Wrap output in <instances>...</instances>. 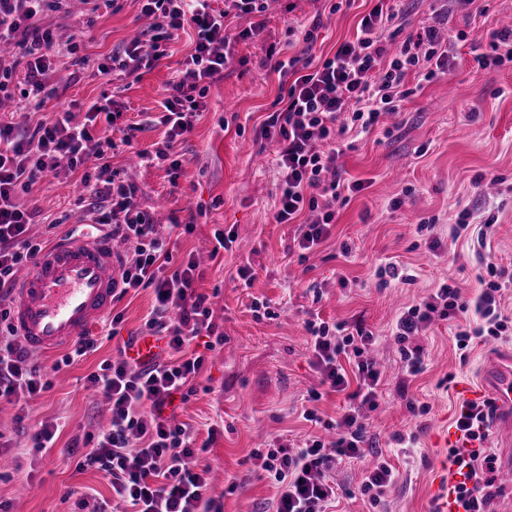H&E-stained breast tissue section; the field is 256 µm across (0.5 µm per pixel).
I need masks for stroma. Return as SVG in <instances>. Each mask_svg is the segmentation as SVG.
Wrapping results in <instances>:
<instances>
[{"label":"stroma","instance_id":"35a3bbf8","mask_svg":"<svg viewBox=\"0 0 512 512\" xmlns=\"http://www.w3.org/2000/svg\"><path fill=\"white\" fill-rule=\"evenodd\" d=\"M483 5L484 14L471 19L451 0H402L404 34L431 26L451 36L465 31L470 40L460 46L450 74L424 84L402 114L354 139L340 155L347 177L366 187L337 206L329 238L304 257L295 242L298 225L274 219L277 178L272 148L261 129L276 111L287 79L274 71L269 50L276 46L291 56L324 59L353 38L371 0H350L333 15L326 12L327 0H270L260 17L230 18L236 34L231 61L211 85L191 133L176 147L186 173L175 184L166 166L133 163L131 150H151L163 142L165 129L156 117L167 83L192 48L193 31L181 33L159 64L139 78H106L98 65L146 27L139 0H118L114 10L71 8L43 17L58 43L80 32L83 44L76 55L58 59L43 105L22 102L0 111V121L23 130L51 121L64 104L71 106L77 123L91 102L113 100L124 106L123 123L131 132L111 131L112 166L137 185L143 207L156 211L161 225H174L168 238L174 260L190 253L198 258L203 276L197 286L215 302L211 330L191 344L204 354L205 363L178 419L204 445L195 465L219 476L212 495L221 512H262L276 490L253 470L250 453L275 438L298 441L313 429L300 415L308 391L318 385L304 328L312 310L328 322L371 331L368 356L382 371L379 407L367 414L377 450L337 464L332 478L348 491L338 512H435L438 500L450 491L448 451L464 445L453 425L465 401L460 387L475 383L490 347H512V334L476 342L463 355L456 348L454 322L434 320L410 339L429 356L423 370L407 378L393 329L405 306L421 301L444 280L474 296L481 255L512 268V62L480 69L472 52L473 41L512 18V0H483ZM317 17L322 25L314 29V43L289 40V30L312 29ZM250 27L254 35L240 38V31ZM495 176L500 184L487 191L481 178ZM79 179L63 168L35 185L25 199L32 237L49 242L81 224ZM395 198L400 201L396 207L391 204ZM465 208L495 216L485 243L477 241L476 223L458 241L449 240L450 226ZM431 217L434 231L420 230V222ZM187 224L192 227L188 233L183 230ZM222 227L234 229L236 240L216 254L213 234ZM434 236L444 247L437 257L427 250ZM389 263L399 278L386 277ZM245 264L255 272L248 286L237 276ZM404 275L413 276V284H402ZM257 300L269 303L272 317L255 316L251 304ZM153 305L152 289L129 291L114 305L122 315L118 328L106 319L93 328L96 350L50 374L49 388L29 405L0 402V417L9 421L0 439V503L8 512H93L102 500L112 512H123L102 473L76 472L75 461L60 451L108 424V405L87 377L103 361L116 358L124 341L145 335ZM219 336L224 339L220 345L215 342ZM39 421L57 425L55 449L30 450L27 432ZM213 424L218 434L211 440L207 428ZM399 434L415 435L412 447L399 450ZM381 456L399 477L379 509L356 490Z\"/></svg>","mask_w":512,"mask_h":512}]
</instances>
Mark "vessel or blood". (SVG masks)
Returning a JSON list of instances; mask_svg holds the SVG:
<instances>
[{"mask_svg":"<svg viewBox=\"0 0 512 512\" xmlns=\"http://www.w3.org/2000/svg\"><path fill=\"white\" fill-rule=\"evenodd\" d=\"M123 256L110 238L86 235L48 245L18 277L13 324L22 345L38 353L64 350L112 308ZM470 396L491 401L492 427L505 469H512V350L492 352Z\"/></svg>","mask_w":512,"mask_h":512,"instance_id":"b4317fda","label":"vessel or blood"}]
</instances>
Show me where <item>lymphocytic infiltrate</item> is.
<instances>
[{
	"instance_id": "obj_1",
	"label": "lymphocytic infiltrate",
	"mask_w": 512,
	"mask_h": 512,
	"mask_svg": "<svg viewBox=\"0 0 512 512\" xmlns=\"http://www.w3.org/2000/svg\"><path fill=\"white\" fill-rule=\"evenodd\" d=\"M69 0H0V48L14 44L23 50L26 74L16 81V63L0 55V99L39 98L56 70L59 55L76 54L78 38L59 44L41 20L50 11L67 7ZM140 13L147 20L148 41L133 39L113 54L98 71L107 76H127L153 68L165 55L166 44L180 31L193 29L195 39L182 69L169 82L161 102L159 122L165 139L155 150L139 151L142 162L168 163L173 178H180L183 162L174 147L192 129V119L204 106L211 84L221 76L228 56L216 45H230L226 20L263 12L265 0H224L223 9L212 0H140ZM401 17L377 0L356 28L354 40L341 43L333 56L317 65L299 58L276 60L275 71H288L293 80L281 95L282 106L269 116L263 128L265 139L276 145L275 167L279 224L301 223L297 237L300 250L319 247L330 235L336 204L344 195L360 192L364 183L338 172V137L350 131L365 133L382 116L401 113L413 95L410 79L432 82L450 73L457 45L466 32L443 39L432 27L409 36L395 53L386 44ZM118 118L110 104L88 105L83 123H73L71 113L59 111L52 122L39 123L23 133L10 124H0V323L11 314L9 300L18 267L34 263L43 243L29 235L31 215L20 205L21 195L60 167L80 173V182L92 202L90 223L109 227L127 247L122 265L121 289H153L156 304L146 322L148 329L165 339L168 360L139 367L127 355L103 362L88 377L90 386L110 406L111 419L92 446L78 453L77 471L103 473L112 485V495L130 506L131 512H219L211 496L210 471L191 466L197 453L191 429L166 413L176 400H188L195 392L193 380L205 358L191 351L190 344L209 327L214 309L208 295L197 292L201 276L195 255L173 262L166 240L157 231L154 216L138 199V187L123 177L102 148L95 130L99 121L114 125ZM96 157L93 171L86 160ZM314 221H305V213ZM505 272L494 262H485L477 279L481 289L466 298L454 285L443 283L421 303L401 312L395 335L401 344L400 361L406 376L421 372L427 351L409 346V337L425 331L434 318L454 319L456 346L465 350L484 337L505 335L512 318L501 308ZM310 337L311 364L321 385L345 393L346 405L336 423V439L324 444L318 437L302 445H270L254 450L250 459L277 490L273 512H329L339 496L330 473L346 458L365 457L375 441L363 420V409H376L381 373L366 351L373 343L371 332L346 323L329 324L318 315L305 322ZM352 363L354 374L344 365ZM44 371L19 342L15 333L0 336V401H26L45 391ZM490 402L463 403L454 425L474 447L452 448L448 461L463 476L453 485L455 503L462 512H489L494 497L492 461L485 454L491 432Z\"/></svg>"
}]
</instances>
